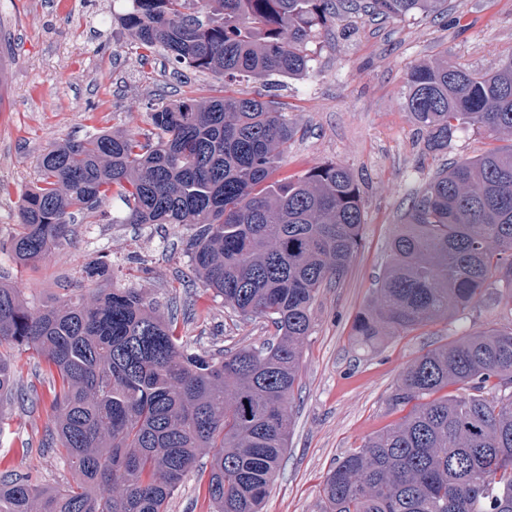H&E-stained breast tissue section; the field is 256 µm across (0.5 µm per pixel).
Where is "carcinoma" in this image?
<instances>
[{
  "instance_id": "1",
  "label": "carcinoma",
  "mask_w": 512,
  "mask_h": 512,
  "mask_svg": "<svg viewBox=\"0 0 512 512\" xmlns=\"http://www.w3.org/2000/svg\"><path fill=\"white\" fill-rule=\"evenodd\" d=\"M439 0H370L388 18ZM337 0H131L123 26L142 58L162 49L178 69L265 86L309 70L307 46ZM407 108L428 150L457 126L512 136V60L493 71L444 61L406 73ZM151 131H99L37 159L19 224L0 251L18 265L71 240L75 217L109 200L114 224H188L189 259L205 289L274 340L204 355L140 288H116L96 259L94 287L38 308L0 275V400L13 349L56 369L48 447L72 481L0 476V512H168L213 451V512H261L292 424L320 290L340 281L361 244L364 209L350 172L316 166L273 179L295 130L279 104L183 97L147 106ZM392 262L354 320L364 344L450 317L512 288V145L441 170L411 205ZM395 423L329 470L323 512H512V328L464 336L414 359L389 396Z\"/></svg>"
}]
</instances>
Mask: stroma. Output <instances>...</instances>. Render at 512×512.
<instances>
[{"instance_id":"35a3bbf8","label":"stroma","mask_w":512,"mask_h":512,"mask_svg":"<svg viewBox=\"0 0 512 512\" xmlns=\"http://www.w3.org/2000/svg\"><path fill=\"white\" fill-rule=\"evenodd\" d=\"M129 0H0V240L18 222L21 195L37 177L38 156L62 139H82L112 126L147 133V104L179 97H252L258 84H225L209 74L174 75L163 53L142 63L121 25ZM307 74L275 78L276 95L297 134L277 178L337 163L358 184L362 243L340 284L324 289L312 310L314 330L303 346L299 387L291 400L288 449L263 512H322V485L336 462L399 420L388 398L404 368L422 353L487 328L512 325V293L495 303L441 318L372 347L353 336V323L372 302L392 261L391 241L416 197L439 171L494 146L484 130L460 127L447 150L429 151L406 108L405 74L416 63L443 59L491 71L512 59V0H440L435 13L397 19L349 9L309 44ZM96 224L77 219L68 245L28 267L0 253V269L39 305L80 293L93 258L111 262L120 283L143 289L166 307L188 303L182 333L198 351L260 346V319L234 315L194 280L185 251L193 230L183 224L136 227L111 223V204ZM54 378L28 355L16 359V398L0 407V473L38 468L44 484L70 474L45 448ZM203 455L169 512H210Z\"/></svg>"}]
</instances>
